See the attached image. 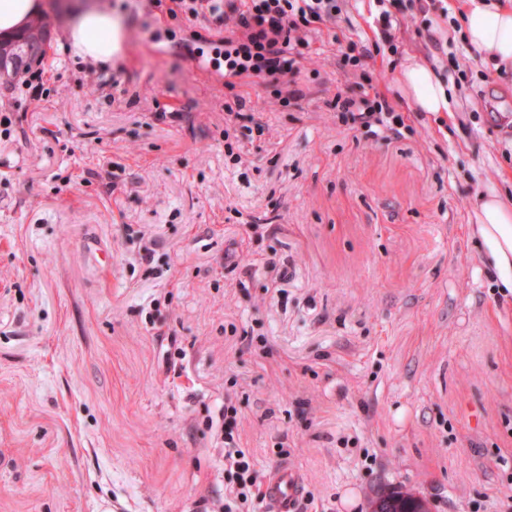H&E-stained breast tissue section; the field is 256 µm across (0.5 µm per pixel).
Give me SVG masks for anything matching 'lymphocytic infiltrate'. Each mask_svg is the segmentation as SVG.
<instances>
[{"mask_svg":"<svg viewBox=\"0 0 512 512\" xmlns=\"http://www.w3.org/2000/svg\"><path fill=\"white\" fill-rule=\"evenodd\" d=\"M176 12L188 21L213 16L224 28L226 87L238 78L276 77L273 91L278 104L287 106L301 96L291 86V76L311 48L316 25L334 17L336 0H171ZM357 95L336 99L335 108L348 114L352 124L370 129L392 128L402 123L388 101L372 95V80L358 81ZM224 470L230 476V492L237 512H250L263 493L259 474L245 451L234 445L232 432L224 434Z\"/></svg>","mask_w":512,"mask_h":512,"instance_id":"lymphocytic-infiltrate-1","label":"lymphocytic infiltrate"}]
</instances>
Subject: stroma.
<instances>
[{
    "mask_svg": "<svg viewBox=\"0 0 512 512\" xmlns=\"http://www.w3.org/2000/svg\"><path fill=\"white\" fill-rule=\"evenodd\" d=\"M68 2L43 0L41 100L0 82V512H211L228 403L261 478L300 475L296 512H370L396 487L500 512L512 298L472 224L479 189L512 200V73L451 55L467 0H394L392 47L369 0H337L286 107L197 70L213 19L141 0H99L123 69L73 59ZM351 41L404 117L377 138L330 105ZM412 56L452 111L401 99Z\"/></svg>",
    "mask_w": 512,
    "mask_h": 512,
    "instance_id": "obj_1",
    "label": "stroma"
}]
</instances>
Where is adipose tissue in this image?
Wrapping results in <instances>:
<instances>
[{
    "label": "adipose tissue",
    "mask_w": 512,
    "mask_h": 512,
    "mask_svg": "<svg viewBox=\"0 0 512 512\" xmlns=\"http://www.w3.org/2000/svg\"><path fill=\"white\" fill-rule=\"evenodd\" d=\"M64 32V49L94 65L110 63L113 50L125 36L111 11L95 0L67 14ZM460 34L496 69L512 70V4L479 0L467 9ZM397 82L417 111H450L446 85L426 61L407 59ZM474 213L475 232L487 247L499 284L504 292L512 293V204L490 190L478 194Z\"/></svg>",
    "instance_id": "ef3b65f1"
}]
</instances>
